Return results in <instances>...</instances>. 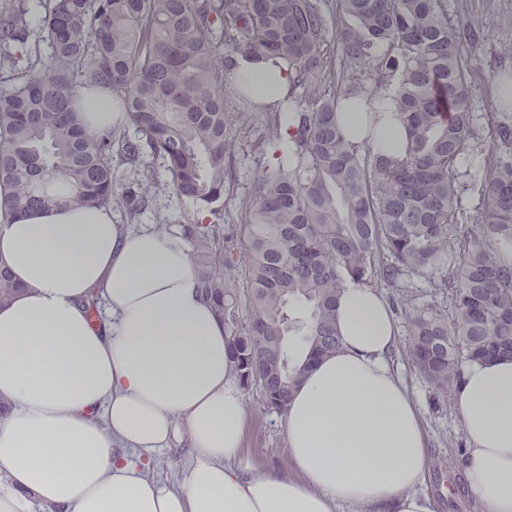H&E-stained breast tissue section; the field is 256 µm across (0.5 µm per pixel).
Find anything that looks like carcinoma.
I'll return each mask as SVG.
<instances>
[{"label": "carcinoma", "mask_w": 512, "mask_h": 512, "mask_svg": "<svg viewBox=\"0 0 512 512\" xmlns=\"http://www.w3.org/2000/svg\"><path fill=\"white\" fill-rule=\"evenodd\" d=\"M482 38L447 0H0V209L55 202L53 179L68 201L113 203L134 220L159 191L146 159L159 163L164 189L211 216L181 228L239 380L282 413L299 377L339 345L346 279L384 281L404 298L405 277L427 275L451 313L413 309L406 355L445 400L465 361L512 356V262L497 248L512 243V129L493 127L487 164L471 118ZM240 58L289 74L262 154L281 151V113L293 133L236 229L224 226V197L239 131L263 109L234 74ZM98 85L112 88L124 130L76 116ZM389 86L408 130L396 157L352 145L336 120L346 98L370 107ZM16 292L1 270L0 304Z\"/></svg>", "instance_id": "1"}]
</instances>
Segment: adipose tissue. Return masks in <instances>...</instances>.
<instances>
[{
	"instance_id": "adipose-tissue-1",
	"label": "adipose tissue",
	"mask_w": 512,
	"mask_h": 512,
	"mask_svg": "<svg viewBox=\"0 0 512 512\" xmlns=\"http://www.w3.org/2000/svg\"><path fill=\"white\" fill-rule=\"evenodd\" d=\"M236 73L269 108L288 88L272 64L242 59ZM393 96L371 114L341 113L353 145L398 150ZM81 116L98 130L123 124L104 89L84 94ZM50 193L56 203L0 214V263L20 288L0 305V512H436L380 290L345 281L340 346L288 402L289 471L258 469L240 455L244 393L181 228H129L111 207L65 202L56 183ZM451 402L468 442L466 490L481 512H512V358L466 362ZM178 438L190 465L172 489L146 468Z\"/></svg>"
}]
</instances>
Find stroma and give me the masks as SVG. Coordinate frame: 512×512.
Here are the masks:
<instances>
[{
	"label": "stroma",
	"mask_w": 512,
	"mask_h": 512,
	"mask_svg": "<svg viewBox=\"0 0 512 512\" xmlns=\"http://www.w3.org/2000/svg\"><path fill=\"white\" fill-rule=\"evenodd\" d=\"M448 12L456 18L482 22L485 28L483 40L473 51L472 79L481 88L473 105L475 124L483 129L497 123L512 126V114L495 106L496 79L512 78V0H448ZM271 136L265 113H258L255 120L244 127L241 142L245 149L237 155L234 192L224 202L225 223H244L242 201L255 194L259 174L273 163L272 158H259L251 146ZM393 317L399 332L397 369L421 407L427 434L429 466L423 490L438 502L439 512H477L476 504L457 486L466 448L461 419L451 402L438 398L407 359L405 349L410 327L405 308L395 307ZM244 396L247 408L244 458L261 468L285 470L288 461L283 414L264 407L259 387L245 389Z\"/></svg>",
	"instance_id": "obj_1"
}]
</instances>
